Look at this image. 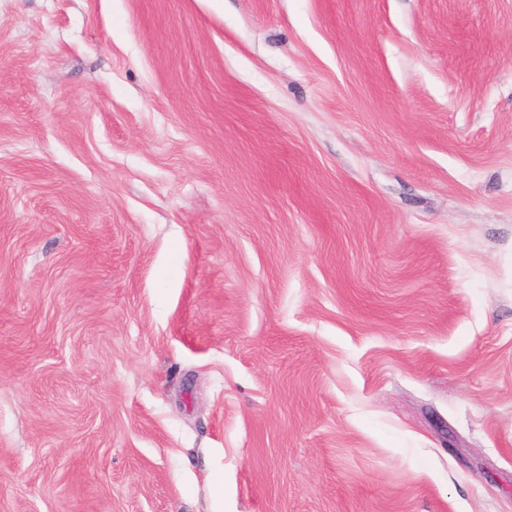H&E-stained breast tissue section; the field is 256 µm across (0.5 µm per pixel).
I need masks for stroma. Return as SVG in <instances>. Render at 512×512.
<instances>
[{"label": "stroma", "instance_id": "35a3bbf8", "mask_svg": "<svg viewBox=\"0 0 512 512\" xmlns=\"http://www.w3.org/2000/svg\"><path fill=\"white\" fill-rule=\"evenodd\" d=\"M0 512H512V0H0Z\"/></svg>", "mask_w": 512, "mask_h": 512}]
</instances>
